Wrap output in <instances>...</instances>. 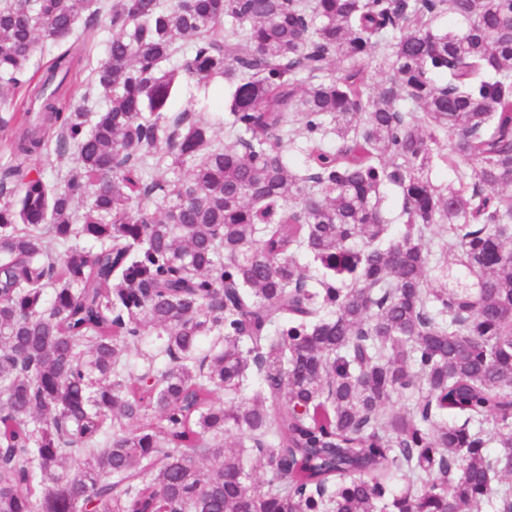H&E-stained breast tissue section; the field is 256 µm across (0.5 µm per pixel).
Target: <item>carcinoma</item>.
<instances>
[{"mask_svg":"<svg viewBox=\"0 0 512 512\" xmlns=\"http://www.w3.org/2000/svg\"><path fill=\"white\" fill-rule=\"evenodd\" d=\"M102 17L66 111L80 61L33 86L36 45ZM215 78L231 146L172 115ZM25 87L42 116L0 171V512H512V0H4L1 131ZM52 139L73 162L50 181L28 161ZM98 39L95 43L87 42L79 34L83 29L80 23L77 33L61 47L62 50L69 49L72 55L80 57L83 61L88 60L91 66L103 57L106 43L112 38V30L103 22L98 24Z\"/></svg>","mask_w":512,"mask_h":512,"instance_id":"obj_1","label":"carcinoma"}]
</instances>
